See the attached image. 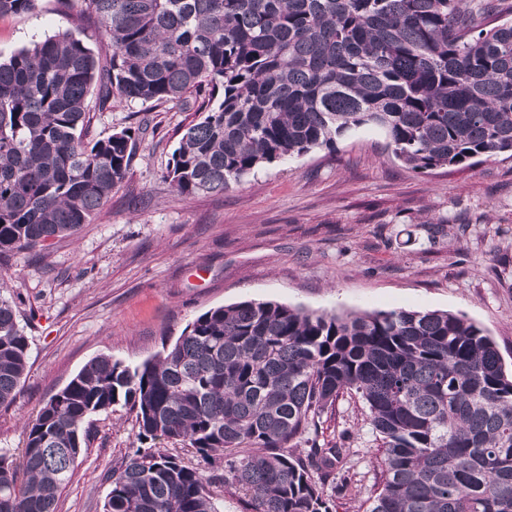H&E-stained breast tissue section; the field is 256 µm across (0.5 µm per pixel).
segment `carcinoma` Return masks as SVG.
Instances as JSON below:
<instances>
[{
  "mask_svg": "<svg viewBox=\"0 0 512 512\" xmlns=\"http://www.w3.org/2000/svg\"><path fill=\"white\" fill-rule=\"evenodd\" d=\"M39 0H0V16ZM112 54L65 29L0 60V255L89 224L125 178L141 126L87 139V99L183 102L175 194L222 193L361 127L419 174L512 154V21L496 0H61ZM29 343L0 295V407ZM354 393L380 441L366 512H512V371L485 328L446 311L346 315L248 300L211 308L136 365L91 359L0 448V512H56L90 418L120 405L139 448L107 480L104 512H335L345 448L291 442ZM237 448L242 453H231Z\"/></svg>",
  "mask_w": 512,
  "mask_h": 512,
  "instance_id": "carcinoma-1",
  "label": "carcinoma"
}]
</instances>
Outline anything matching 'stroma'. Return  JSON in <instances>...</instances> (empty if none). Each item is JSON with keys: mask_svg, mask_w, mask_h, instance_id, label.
I'll use <instances>...</instances> for the list:
<instances>
[{"mask_svg": "<svg viewBox=\"0 0 512 512\" xmlns=\"http://www.w3.org/2000/svg\"><path fill=\"white\" fill-rule=\"evenodd\" d=\"M76 23L58 0H39L0 17V55ZM194 118L177 102L94 113L92 139L145 127L125 180L74 236L0 259V294L16 301L29 340L17 399L0 407V448H23L24 421L92 358L141 363L200 314L245 300L338 314L448 311L483 326L512 368V158L419 174L363 128L335 153L287 158L224 194L183 200L165 174ZM365 411L357 395L340 397L323 437L352 431L349 475L370 488L381 450ZM137 433L127 408L93 416L57 512H103L106 475L137 448Z\"/></svg>", "mask_w": 512, "mask_h": 512, "instance_id": "35a3bbf8", "label": "stroma"}]
</instances>
